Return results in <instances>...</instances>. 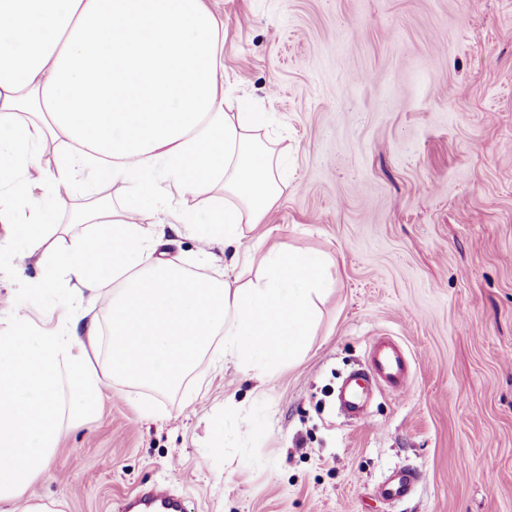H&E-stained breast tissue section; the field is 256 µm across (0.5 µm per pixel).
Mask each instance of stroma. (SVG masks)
Masks as SVG:
<instances>
[{"instance_id": "stroma-1", "label": "stroma", "mask_w": 512, "mask_h": 512, "mask_svg": "<svg viewBox=\"0 0 512 512\" xmlns=\"http://www.w3.org/2000/svg\"><path fill=\"white\" fill-rule=\"evenodd\" d=\"M207 4L230 98L271 114L288 158L260 247L327 254L334 288L307 353L274 376L205 358L176 391L104 388L17 512H117L165 480L187 512H512V0ZM126 197L123 183L81 179L61 189L59 218ZM165 237L169 258L214 275L220 246ZM23 304L43 328L61 310L1 280L0 321ZM375 336L404 347L411 382L351 424L336 387ZM228 411L243 432L210 447ZM403 467L422 476L414 491L378 498Z\"/></svg>"}]
</instances>
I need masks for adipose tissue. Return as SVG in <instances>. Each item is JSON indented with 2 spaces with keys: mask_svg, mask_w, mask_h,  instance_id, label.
I'll list each match as a JSON object with an SVG mask.
<instances>
[{
  "mask_svg": "<svg viewBox=\"0 0 512 512\" xmlns=\"http://www.w3.org/2000/svg\"><path fill=\"white\" fill-rule=\"evenodd\" d=\"M0 21L9 27L0 127L10 130L0 147V222L13 223L29 198V169L43 189L20 235L24 252L0 247V269L33 300L59 290L89 296L54 329L23 306L0 328V512H11L46 470L60 430L97 404L96 337L75 332L93 305L110 321L112 380L173 391L205 357L260 376L296 361L334 279L327 254L300 247L267 250L253 280L238 273L248 233L281 196L286 161L260 140L265 113L225 111L224 38L205 0H0ZM31 108L40 119L25 118ZM58 137L69 147L64 161L42 167L44 146ZM81 176L123 182L131 201L79 209L74 223L94 232L55 247L56 196ZM218 186L223 204L171 211L190 235L234 249L218 276L202 279L164 258L151 209ZM37 252L43 272L30 280L25 257Z\"/></svg>",
  "mask_w": 512,
  "mask_h": 512,
  "instance_id": "obj_1",
  "label": "adipose tissue"
}]
</instances>
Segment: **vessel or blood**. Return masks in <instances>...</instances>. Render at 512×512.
Returning <instances> with one entry per match:
<instances>
[{
  "mask_svg": "<svg viewBox=\"0 0 512 512\" xmlns=\"http://www.w3.org/2000/svg\"><path fill=\"white\" fill-rule=\"evenodd\" d=\"M375 382L386 383L399 395L410 383L405 352L395 341L383 336L373 338L369 344L367 371L354 372L341 391L340 411L355 422H367L371 385ZM419 479L418 470H400L381 483L379 492L390 500L402 499L411 493ZM118 512H184V502L172 492L168 483L161 482L142 488L131 499L122 501Z\"/></svg>",
  "mask_w": 512,
  "mask_h": 512,
  "instance_id": "vessel-or-blood-1",
  "label": "vessel or blood"
}]
</instances>
